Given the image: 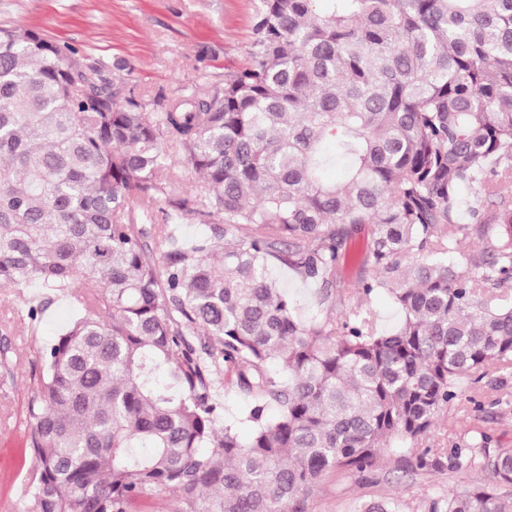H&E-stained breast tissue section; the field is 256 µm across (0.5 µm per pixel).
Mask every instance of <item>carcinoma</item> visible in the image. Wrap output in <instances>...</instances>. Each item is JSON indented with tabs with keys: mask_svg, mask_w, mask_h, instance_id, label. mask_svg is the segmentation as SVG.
<instances>
[{
	"mask_svg": "<svg viewBox=\"0 0 512 512\" xmlns=\"http://www.w3.org/2000/svg\"><path fill=\"white\" fill-rule=\"evenodd\" d=\"M118 96L75 49L0 27V288H41L32 322L76 306L39 350L27 512H132L149 492L306 512L329 472L368 480L391 446L413 471L487 476L431 512H512V448L417 447L463 380L512 369V0H260L223 84L163 112ZM176 156L204 192L171 185ZM163 196L166 222L139 223ZM191 216L206 232L185 238ZM365 224L358 293L390 295L386 334L336 313ZM280 268L318 286L317 313ZM226 374L252 398L246 442ZM251 399L240 390L225 386L224 387V415L228 421H235L240 437L247 439L251 433V425L248 422L240 420L241 412L248 407Z\"/></svg>",
	"mask_w": 512,
	"mask_h": 512,
	"instance_id": "obj_1",
	"label": "carcinoma"
}]
</instances>
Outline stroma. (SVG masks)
<instances>
[{
    "mask_svg": "<svg viewBox=\"0 0 512 512\" xmlns=\"http://www.w3.org/2000/svg\"><path fill=\"white\" fill-rule=\"evenodd\" d=\"M259 0H0V24L34 30L77 49L86 66L107 65L123 96L144 99L153 112L177 96L222 84L224 69L236 65L253 38ZM371 237L362 227L348 241L336 272L343 305L374 312L379 330L392 331L400 314L385 293L362 297L359 280L370 270L362 258ZM38 288L0 289V352L12 374L0 376V512H26L36 477L22 444L31 429L28 403L41 368L38 350L72 319L68 301L45 307L35 329L17 318ZM486 442L512 448V370L488 368L464 383V393L440 412L422 440L425 448ZM470 471L401 469L384 454L373 481L344 470L327 474L309 499L307 512H363L366 505L398 499L402 512H429L433 501L462 484L476 482Z\"/></svg>",
    "mask_w": 512,
    "mask_h": 512,
    "instance_id": "35a3bbf8",
    "label": "stroma"
}]
</instances>
